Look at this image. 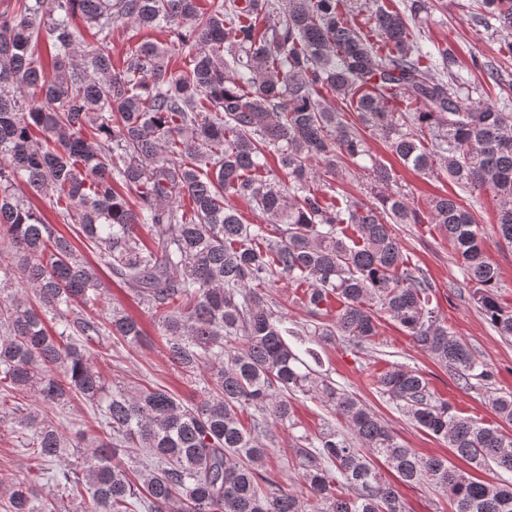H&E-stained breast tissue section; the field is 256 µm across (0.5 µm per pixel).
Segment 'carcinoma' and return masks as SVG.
Here are the masks:
<instances>
[{
	"label": "carcinoma",
	"mask_w": 512,
	"mask_h": 512,
	"mask_svg": "<svg viewBox=\"0 0 512 512\" xmlns=\"http://www.w3.org/2000/svg\"><path fill=\"white\" fill-rule=\"evenodd\" d=\"M512 30V0H482ZM363 0H15L0 13V386L97 411L104 438L63 457L68 441L37 409L17 418L25 446L80 512H407L384 463L404 483L426 482L456 512H512V434L454 413L419 372L393 364L376 380L414 424L448 441L468 464L490 461L498 481L475 479L441 457L423 458L351 393L319 378L286 342L271 288L302 289L315 336L359 347L377 315L455 370L464 385L492 372L448 332L432 307L426 272L408 263L394 224L428 220L448 236L490 324L512 336L498 270L470 209L437 196L422 215L400 193L379 204L337 197L334 183L360 165L392 182L371 158L341 101L406 166L443 169L458 187L500 198V239L512 247V113L463 95L448 47L425 51L415 32L426 0L408 11L378 6L363 30ZM80 14L100 37L79 51ZM181 30L174 69L167 46L143 42L114 67L112 29ZM44 44L49 66L41 63ZM275 158L288 176L280 184ZM24 184L65 203L69 238L16 196ZM234 197L263 218L246 224ZM278 230L270 239L268 226ZM94 250L157 323L170 360L204 395L188 405L163 386L113 385L89 355L112 337L132 347L139 321L101 309ZM340 303L332 324L330 304ZM314 396L349 433L296 437L303 491L282 490L267 464L269 422L294 427L288 396ZM146 450L130 469L119 455ZM5 512H62L33 482L5 490Z\"/></svg>",
	"instance_id": "cac0c4a2"
}]
</instances>
